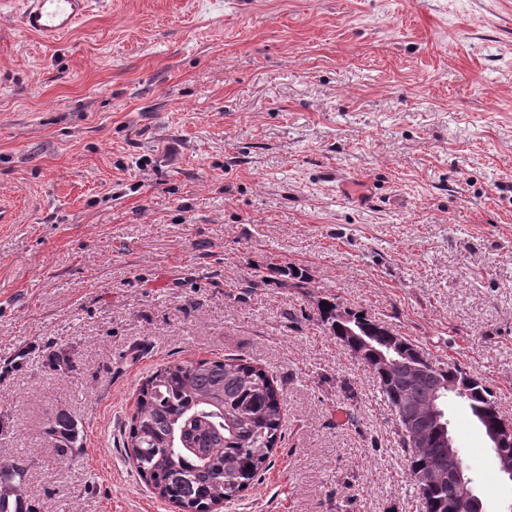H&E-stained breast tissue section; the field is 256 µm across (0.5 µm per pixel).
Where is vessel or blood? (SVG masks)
<instances>
[{
  "mask_svg": "<svg viewBox=\"0 0 512 512\" xmlns=\"http://www.w3.org/2000/svg\"><path fill=\"white\" fill-rule=\"evenodd\" d=\"M92 0H22L20 23L31 33L53 39L85 17Z\"/></svg>",
  "mask_w": 512,
  "mask_h": 512,
  "instance_id": "b4317fda",
  "label": "vessel or blood"
}]
</instances>
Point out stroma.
I'll return each instance as SVG.
<instances>
[{
	"instance_id": "stroma-1",
	"label": "stroma",
	"mask_w": 512,
	"mask_h": 512,
	"mask_svg": "<svg viewBox=\"0 0 512 512\" xmlns=\"http://www.w3.org/2000/svg\"><path fill=\"white\" fill-rule=\"evenodd\" d=\"M270 264L306 287L247 288ZM329 296L512 420V0H94L53 40L0 14V458L26 512H179L127 458L138 390L227 355L285 410L223 512H424ZM448 416L507 512L480 426ZM26 477V467L23 463L8 458L0 459V512H8L10 497L21 496ZM3 478V481H2Z\"/></svg>"
}]
</instances>
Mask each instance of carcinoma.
Masks as SVG:
<instances>
[{
    "label": "carcinoma",
    "instance_id": "cac0c4a2",
    "mask_svg": "<svg viewBox=\"0 0 512 512\" xmlns=\"http://www.w3.org/2000/svg\"><path fill=\"white\" fill-rule=\"evenodd\" d=\"M402 351L391 371L377 378L389 407L418 419L427 399L466 371L458 364L417 360V345L398 337ZM478 421L499 413L493 390L482 379L459 395ZM282 399L274 379L243 358L167 364L141 385L128 438L136 471L158 497L181 512H212L217 502L240 497L268 468L278 438ZM408 471H437L441 481L429 490L415 487L430 512H460L448 472L464 465L434 435L417 448L401 446ZM26 467L0 459V512L22 494Z\"/></svg>",
    "mask_w": 512,
    "mask_h": 512
}]
</instances>
